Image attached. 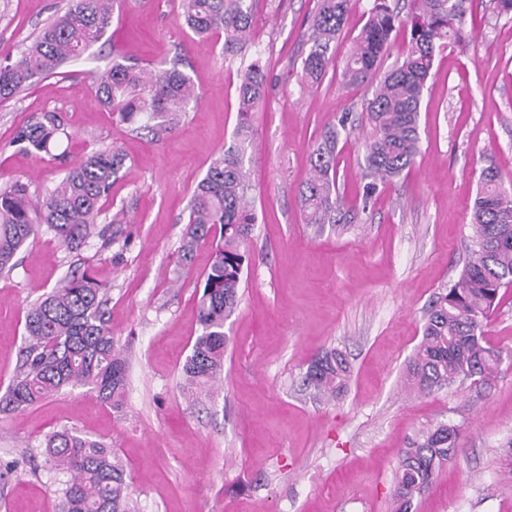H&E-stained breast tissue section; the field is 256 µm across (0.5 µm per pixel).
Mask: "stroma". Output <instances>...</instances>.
Wrapping results in <instances>:
<instances>
[{"instance_id":"stroma-1","label":"stroma","mask_w":512,"mask_h":512,"mask_svg":"<svg viewBox=\"0 0 512 512\" xmlns=\"http://www.w3.org/2000/svg\"><path fill=\"white\" fill-rule=\"evenodd\" d=\"M67 3L0 0V60L17 58ZM315 8L316 0H255V44L228 62L223 36L203 43L186 27L181 0H117L111 27L78 61L0 102V186L30 183L37 199L94 150L111 145L124 156L100 220L111 243L95 237L71 251L42 233L0 276V394L17 372L30 304L74 273L108 288V324L128 361L121 409L77 388L0 414V512H58L62 477L43 443L64 428L110 445L139 512H394L401 450L440 421L459 426L460 450L414 512H512V369L488 389L464 382L420 395L404 383L425 308L465 262L482 168L512 178V20L491 0H473L464 42L435 54L414 166L367 200L371 85H344L333 70L316 86L299 84ZM117 55L149 69L181 60L198 100L174 131L121 124L89 90ZM256 60L268 89L248 164L252 263L225 325L221 379L192 398L182 365L199 333L212 249L204 243L183 258L187 204L231 142L238 74ZM47 112L71 138L39 158L12 139ZM331 126L337 189L356 219L320 228L304 223L299 198ZM333 348L352 374L327 402L305 375Z\"/></svg>"}]
</instances>
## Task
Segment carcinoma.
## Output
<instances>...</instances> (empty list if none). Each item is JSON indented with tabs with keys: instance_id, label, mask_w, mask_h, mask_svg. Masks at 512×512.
<instances>
[{
	"instance_id": "cac0c4a2",
	"label": "carcinoma",
	"mask_w": 512,
	"mask_h": 512,
	"mask_svg": "<svg viewBox=\"0 0 512 512\" xmlns=\"http://www.w3.org/2000/svg\"><path fill=\"white\" fill-rule=\"evenodd\" d=\"M356 0H318L309 20V51L302 61L301 82L317 84L333 62V45ZM114 0H69L65 11L46 23L14 61L0 62V100L60 73L99 42L112 25ZM472 0H413L407 19L389 0H373L367 21L343 59L347 84L375 83L366 104L374 127L365 144V198L378 185L393 183L412 168L420 153V114L424 89L436 49L449 37L462 41ZM187 27L203 41L224 33V56L234 57L251 46L254 0H183ZM410 26L407 54L383 75L378 69L389 50L396 26ZM90 89L120 121L171 130L197 99L190 77L173 66L154 73L124 59H112ZM267 76L255 61L241 71L236 86L239 120L232 143L212 159L188 202L189 220L183 257L214 241V256L198 298L200 332L182 366L185 384L207 390L221 378L228 336L224 324L235 313L256 216L246 170L253 148L252 114L263 103ZM69 138L57 116L16 130L13 143L30 153L48 154ZM338 132L322 133L311 154V176L300 191L305 223L334 224L341 198L336 189L334 160ZM123 165L119 151L97 150L75 164L55 186L32 205L29 186L14 182L0 187V275L10 273L16 256L39 233L46 232L70 250H78L97 231L112 178ZM472 235L467 260L457 281L437 293L424 316L422 339L407 366V381L430 394L454 382L491 384L503 364L512 367V350L485 342L484 329L501 289L512 288V183L499 170L485 167L472 206ZM108 292L87 274L66 278L29 308L17 375L0 396V412L24 411L66 388H84L104 403L122 405L127 361L115 348L105 319ZM350 364L330 349L310 365L305 381L318 394L338 398L347 387ZM459 428L440 422L420 432L401 451L395 475V512H412L416 496L433 484L440 466L454 458ZM44 454L53 468L68 475L59 489L61 512H137L121 462L104 443L65 429L49 435Z\"/></svg>"
}]
</instances>
